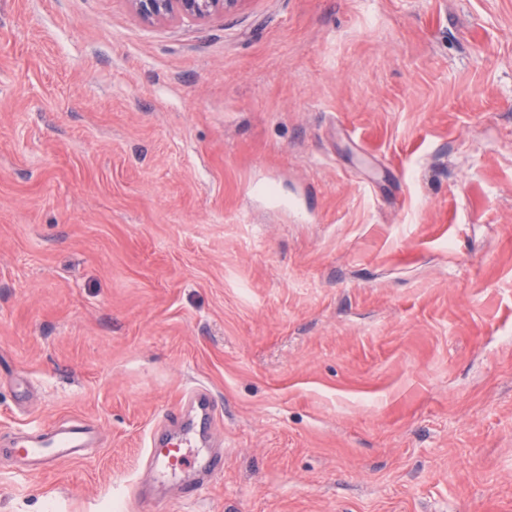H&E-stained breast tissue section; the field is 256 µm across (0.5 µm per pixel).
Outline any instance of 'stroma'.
<instances>
[{
    "label": "stroma",
    "mask_w": 512,
    "mask_h": 512,
    "mask_svg": "<svg viewBox=\"0 0 512 512\" xmlns=\"http://www.w3.org/2000/svg\"><path fill=\"white\" fill-rule=\"evenodd\" d=\"M0 512H512V0H0ZM134 10L145 18L164 20L174 15L206 17L226 13L240 0H130ZM95 428L87 423L63 422L42 430L35 438H17L15 455L32 462L33 469L52 468L75 459L96 441ZM196 445L188 438H181L173 443H168L166 447H159L155 436H150L147 449L148 466L154 470L160 477H175L178 470L182 469L187 462L194 456ZM163 448H172L174 455L167 459L161 453Z\"/></svg>",
    "instance_id": "obj_1"
}]
</instances>
